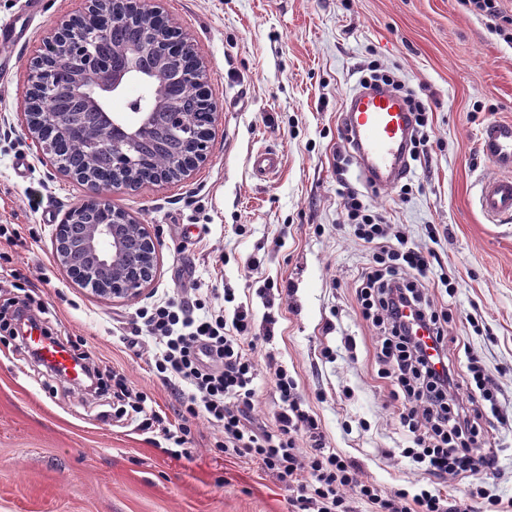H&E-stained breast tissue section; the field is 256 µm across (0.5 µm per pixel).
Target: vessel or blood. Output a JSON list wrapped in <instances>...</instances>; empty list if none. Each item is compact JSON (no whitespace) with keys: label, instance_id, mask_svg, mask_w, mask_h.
<instances>
[{"label":"vessel or blood","instance_id":"vessel-or-blood-1","mask_svg":"<svg viewBox=\"0 0 512 512\" xmlns=\"http://www.w3.org/2000/svg\"><path fill=\"white\" fill-rule=\"evenodd\" d=\"M26 36L24 26L0 27V67L10 68L17 60L16 49ZM410 115L400 95L388 88L359 90L345 102L342 125L344 138L356 147L362 175L374 187L396 183L407 167ZM484 157L497 169V176L481 180L478 205L483 214L498 224L512 222V121L494 120L480 135ZM281 159L276 152L260 150L251 157L259 175L277 174ZM28 339L47 364L63 370L72 382H80L82 371L61 347L51 343L41 330Z\"/></svg>","mask_w":512,"mask_h":512}]
</instances>
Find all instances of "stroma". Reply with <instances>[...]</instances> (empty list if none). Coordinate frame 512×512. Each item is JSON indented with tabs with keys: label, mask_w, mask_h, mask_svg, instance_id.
Segmentation results:
<instances>
[{
	"label": "stroma",
	"mask_w": 512,
	"mask_h": 512,
	"mask_svg": "<svg viewBox=\"0 0 512 512\" xmlns=\"http://www.w3.org/2000/svg\"><path fill=\"white\" fill-rule=\"evenodd\" d=\"M193 38L206 66L216 121L207 160L174 183L111 192L116 208L149 225L160 243L156 277L142 297L109 301L75 284L52 253L57 221L83 202L85 188L58 174L15 126L28 89L27 67L42 41L82 0H45L29 21L18 62L0 78V225L38 239L0 237V253L49 307L59 337H81L103 367L145 392L147 407L175 425L179 395L152 369L154 345L131 346L138 309L186 288L230 290L255 325L277 324L254 353V427H272L278 396L271 369L294 376L330 447L357 458L361 476L391 487L422 479L400 452L404 433L376 377V329L355 302L367 260L346 224L340 179L372 194L417 245L436 247L458 281L455 297L431 295L449 312L450 357L472 350L512 414V223L492 224L476 198L497 171L478 150L492 119L512 120V44L461 0H161ZM397 65L429 112L427 156L411 164L412 190L370 191L356 164L336 171L344 104L370 61ZM280 153L272 178L254 175L251 156ZM29 167L17 177L13 161ZM55 220L43 222L44 211ZM486 323L474 333L466 314ZM354 352L340 349L343 337ZM190 456L156 429L53 382L0 342V512H292L283 482L246 457L219 453L222 432L190 423ZM501 461L487 483L512 497V426L489 419Z\"/></svg>",
	"instance_id": "stroma-1"
}]
</instances>
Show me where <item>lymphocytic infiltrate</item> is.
<instances>
[{
    "label": "lymphocytic infiltrate",
    "instance_id": "obj_1",
    "mask_svg": "<svg viewBox=\"0 0 512 512\" xmlns=\"http://www.w3.org/2000/svg\"><path fill=\"white\" fill-rule=\"evenodd\" d=\"M381 82L403 93L414 117L411 152L426 154L430 136L427 108L397 67L370 63ZM347 224L369 259L357 279L355 300L364 320L378 330L375 359L379 378L389 380L390 396L408 444L401 454L429 476L426 485L386 488L362 480L355 457L327 447L320 420L310 413L296 379L283 367L274 371L278 410L273 428L251 426L249 413L257 396L253 359L257 339H272L273 328L255 334L248 310L236 308L225 319L206 291L192 306L173 298L140 312L149 339L156 345L154 366L164 381L184 385L183 424L166 431L167 439L183 443L188 420L206 417L222 427L218 452L256 461L263 471L284 482L296 512H467L460 498L443 491L441 482L474 478L498 471V459L484 450L481 421L485 406L496 405L497 385L475 356L459 364L448 358V311L427 295L430 281L455 295L447 272L437 271L431 242L439 231L429 227V246L410 241L398 225L374 207L368 195L343 187ZM65 345L82 364L81 390L112 392L122 406L157 419L147 411L142 392L123 379L107 382L92 352L76 340ZM312 446L300 451V436Z\"/></svg>",
    "mask_w": 512,
    "mask_h": 512
}]
</instances>
